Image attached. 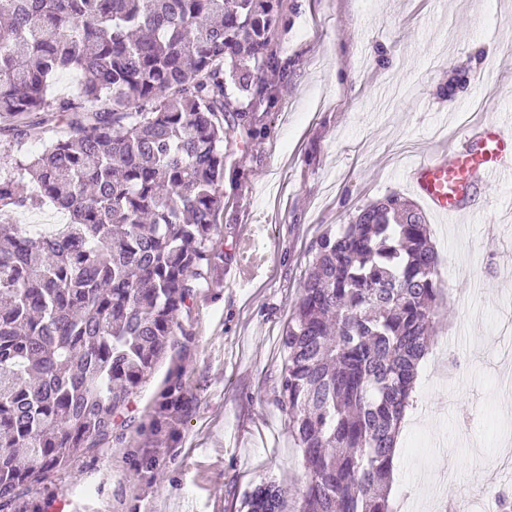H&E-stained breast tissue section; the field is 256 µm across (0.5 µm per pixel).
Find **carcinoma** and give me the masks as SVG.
<instances>
[{
  "instance_id": "1",
  "label": "carcinoma",
  "mask_w": 512,
  "mask_h": 512,
  "mask_svg": "<svg viewBox=\"0 0 512 512\" xmlns=\"http://www.w3.org/2000/svg\"><path fill=\"white\" fill-rule=\"evenodd\" d=\"M278 0H0V137L62 135L0 175V217L51 204L59 236L0 224V512L100 447L175 345L210 260L224 125L263 99ZM74 93L51 98L62 72ZM276 404L307 481L293 512H391L393 456L437 326L429 225L392 194L311 246ZM247 512H283L273 483Z\"/></svg>"
}]
</instances>
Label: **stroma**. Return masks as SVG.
Returning a JSON list of instances; mask_svg holds the SVG:
<instances>
[{
    "label": "stroma",
    "mask_w": 512,
    "mask_h": 512,
    "mask_svg": "<svg viewBox=\"0 0 512 512\" xmlns=\"http://www.w3.org/2000/svg\"><path fill=\"white\" fill-rule=\"evenodd\" d=\"M268 52L263 102L224 135L210 263L175 350L131 396L128 426L19 512H239L264 479L293 500L304 467L276 397L312 242L356 207L411 197L407 167L463 129L512 121V0H280ZM457 70L467 84L444 97ZM426 219L440 321L390 501L498 512L483 489H512L500 468L512 453V173L480 185L468 216Z\"/></svg>",
    "instance_id": "stroma-1"
}]
</instances>
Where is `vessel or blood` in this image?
<instances>
[{
    "mask_svg": "<svg viewBox=\"0 0 512 512\" xmlns=\"http://www.w3.org/2000/svg\"><path fill=\"white\" fill-rule=\"evenodd\" d=\"M512 169V134L489 123L462 136L455 151L438 150L406 171L417 196L434 212L456 217L467 208L477 185Z\"/></svg>",
    "mask_w": 512,
    "mask_h": 512,
    "instance_id": "1",
    "label": "vessel or blood"
}]
</instances>
